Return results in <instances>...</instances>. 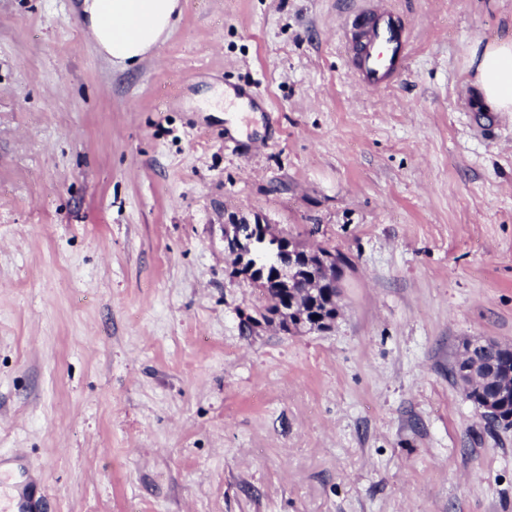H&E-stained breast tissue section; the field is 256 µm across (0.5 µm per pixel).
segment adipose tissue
<instances>
[{"instance_id": "obj_1", "label": "adipose tissue", "mask_w": 512, "mask_h": 512, "mask_svg": "<svg viewBox=\"0 0 512 512\" xmlns=\"http://www.w3.org/2000/svg\"><path fill=\"white\" fill-rule=\"evenodd\" d=\"M179 0H83L81 25L113 58L134 62L168 32ZM469 65L486 107L512 112V40L475 46Z\"/></svg>"}]
</instances>
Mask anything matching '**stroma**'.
<instances>
[{"label": "stroma", "mask_w": 512, "mask_h": 512, "mask_svg": "<svg viewBox=\"0 0 512 512\" xmlns=\"http://www.w3.org/2000/svg\"><path fill=\"white\" fill-rule=\"evenodd\" d=\"M368 2L181 0L123 63L80 0H0V512L32 478L42 512H512V429L451 374L512 346V112L468 67L512 0H388L381 93ZM234 220L349 258L330 330L258 318ZM354 37L348 42L356 80L379 89L404 70L412 53L410 36L397 16L383 7L361 9L352 20Z\"/></svg>", "instance_id": "stroma-1"}]
</instances>
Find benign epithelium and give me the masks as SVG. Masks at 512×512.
Instances as JSON below:
<instances>
[{"label": "benign epithelium", "instance_id": "7a95c632", "mask_svg": "<svg viewBox=\"0 0 512 512\" xmlns=\"http://www.w3.org/2000/svg\"><path fill=\"white\" fill-rule=\"evenodd\" d=\"M268 240L274 241L271 251L277 264L279 275L293 277L299 270L311 267L318 269L312 275V282L322 286L336 283L333 271L336 270L335 255L317 250L301 251L294 246L286 235H274L264 224L232 223L224 225V241L241 263L233 269L234 276L248 277L251 271L244 268V260L253 254L258 246ZM270 319L279 324L286 332L326 331L332 327L336 318H323L315 322L307 319L306 305L301 296L288 290L285 303L278 305V313ZM491 349H504V346L491 340H472L465 344L457 359L455 375L457 383L465 397L473 402L484 417H492L504 426L512 427V372H502L497 363L488 357Z\"/></svg>", "mask_w": 512, "mask_h": 512}]
</instances>
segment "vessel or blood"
<instances>
[{"instance_id": "1", "label": "vessel or blood", "mask_w": 512, "mask_h": 512, "mask_svg": "<svg viewBox=\"0 0 512 512\" xmlns=\"http://www.w3.org/2000/svg\"><path fill=\"white\" fill-rule=\"evenodd\" d=\"M354 37L348 42L356 80L379 89L404 70L412 53L410 36L397 16L383 7L361 9L352 20Z\"/></svg>"}]
</instances>
